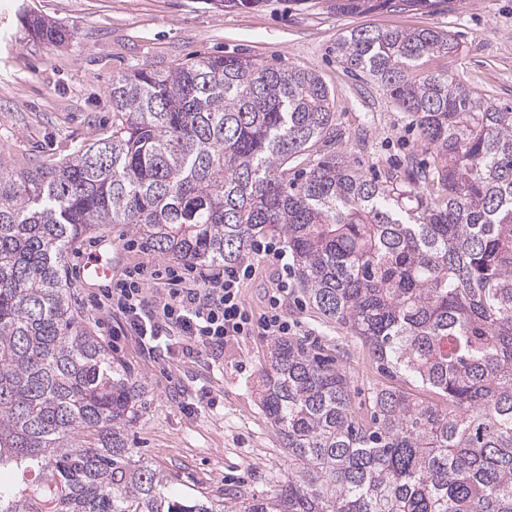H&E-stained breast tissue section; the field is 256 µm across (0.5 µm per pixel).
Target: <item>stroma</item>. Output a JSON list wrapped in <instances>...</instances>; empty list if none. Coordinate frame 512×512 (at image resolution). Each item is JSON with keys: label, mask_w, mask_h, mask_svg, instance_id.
<instances>
[{"label": "stroma", "mask_w": 512, "mask_h": 512, "mask_svg": "<svg viewBox=\"0 0 512 512\" xmlns=\"http://www.w3.org/2000/svg\"><path fill=\"white\" fill-rule=\"evenodd\" d=\"M36 14L75 29L73 41L52 47L22 27L18 0H0V155L24 169L67 158L112 124L115 75L148 64L165 68L206 55H240L277 69L316 72L329 89L337 136L305 155L349 161L369 178H396L421 195L437 197L429 182L410 183L413 167H431L419 132L383 90L358 79L336 57L339 38L353 28L434 29L452 32L456 55L424 58L417 76L455 75L480 97L512 106V0H449L433 11L396 7L340 15L334 0H264L254 8L224 9L212 0H28ZM304 160V161H305ZM128 227L113 224L90 234L62 266L81 324L100 337L116 364L145 384L138 418L128 431L133 456L156 464L177 497L207 496L217 505L271 497L288 476V455L266 419L257 391L274 337H236L223 352L190 362L158 351L142 355L131 339L113 340L111 317L91 307L95 284L83 281L81 258L111 242L116 275L161 255L131 244ZM280 264L261 261L242 298L253 315L279 283ZM287 312L298 336L356 357L355 338H338L290 286Z\"/></svg>", "instance_id": "stroma-1"}]
</instances>
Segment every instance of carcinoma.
I'll list each match as a JSON object with an SVG mask.
<instances>
[{"label":"carcinoma","mask_w":512,"mask_h":512,"mask_svg":"<svg viewBox=\"0 0 512 512\" xmlns=\"http://www.w3.org/2000/svg\"><path fill=\"white\" fill-rule=\"evenodd\" d=\"M336 0L339 14L395 3ZM37 41L69 26L23 11ZM451 32L353 28L336 56L407 112L445 164L424 198L343 159L288 177L333 135L312 71L208 55L112 76V127L58 164L0 158V512H214L176 499L127 430L144 385L85 329L65 255L105 224L148 248L231 266L282 232L306 306L361 343L358 385L340 354L276 342L261 407L288 452V480L236 512H512V108L448 73L415 82Z\"/></svg>","instance_id":"cac0c4a2"}]
</instances>
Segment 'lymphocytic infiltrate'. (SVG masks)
<instances>
[{
    "label": "lymphocytic infiltrate",
    "mask_w": 512,
    "mask_h": 512,
    "mask_svg": "<svg viewBox=\"0 0 512 512\" xmlns=\"http://www.w3.org/2000/svg\"><path fill=\"white\" fill-rule=\"evenodd\" d=\"M274 252L270 244H257L254 259L219 271L196 263L182 269L142 266L101 289L94 303L103 313L118 312L123 318L120 332L134 337L146 352L173 348L191 361L252 331L279 338L292 336L298 324L289 320L284 310L287 285H280L272 294L260 318H253L242 300V287L253 278L256 261ZM151 281L161 282L162 292H149Z\"/></svg>",
    "instance_id": "lymphocytic-infiltrate-1"
}]
</instances>
